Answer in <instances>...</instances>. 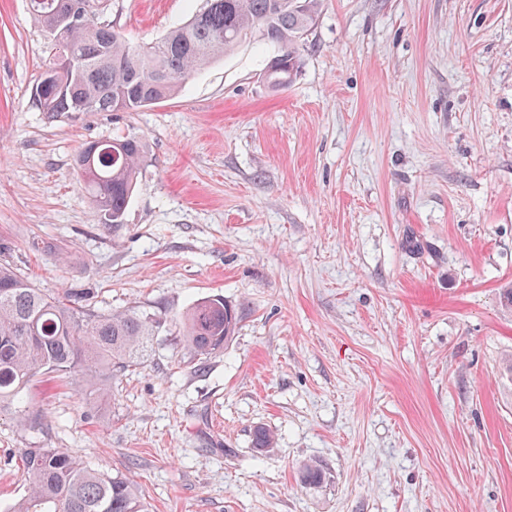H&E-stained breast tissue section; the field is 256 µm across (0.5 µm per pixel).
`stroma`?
Wrapping results in <instances>:
<instances>
[{
    "mask_svg": "<svg viewBox=\"0 0 512 512\" xmlns=\"http://www.w3.org/2000/svg\"><path fill=\"white\" fill-rule=\"evenodd\" d=\"M28 3L0 0V262L97 313L216 296L238 323L203 359L162 330L103 393L34 383L35 427L0 412V512L33 446L151 512H512V0H323L288 87L254 41L166 101L51 120ZM200 6L106 18L145 45ZM127 134L146 153L113 228L76 160Z\"/></svg>",
    "mask_w": 512,
    "mask_h": 512,
    "instance_id": "35a3bbf8",
    "label": "stroma"
}]
</instances>
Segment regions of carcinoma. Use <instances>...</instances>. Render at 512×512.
<instances>
[{
    "label": "carcinoma",
    "instance_id": "carcinoma-1",
    "mask_svg": "<svg viewBox=\"0 0 512 512\" xmlns=\"http://www.w3.org/2000/svg\"><path fill=\"white\" fill-rule=\"evenodd\" d=\"M112 0H29L46 33L50 59L32 90L50 116L65 112H136L172 97L197 71L260 39L277 47L263 75L269 85H290L299 69V46L316 20L321 0H203L185 23L150 46H134L99 21ZM85 4V15L54 37L58 14ZM145 144L136 136L87 144L77 158L81 185L107 224L122 223ZM236 314L224 299L197 303L183 317L179 340L196 356L224 350ZM162 319L140 311L94 314L72 292L49 295L0 263V410L14 409L22 425L31 413L23 393L44 376L102 377L140 361ZM263 426L252 432L258 452L272 447ZM32 485L13 512H148L132 480L94 470L63 448H27L22 455ZM308 486L325 481L323 468L300 471Z\"/></svg>",
    "mask_w": 512,
    "mask_h": 512
}]
</instances>
